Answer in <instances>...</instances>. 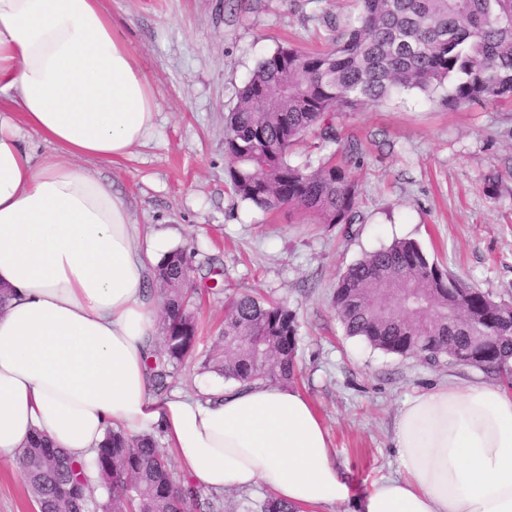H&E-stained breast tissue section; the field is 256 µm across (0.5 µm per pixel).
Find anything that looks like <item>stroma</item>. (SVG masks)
<instances>
[{
    "label": "stroma",
    "instance_id": "1",
    "mask_svg": "<svg viewBox=\"0 0 512 512\" xmlns=\"http://www.w3.org/2000/svg\"><path fill=\"white\" fill-rule=\"evenodd\" d=\"M112 22L146 73L160 105L149 141L90 170L128 200L146 229L187 248L194 278L221 268L218 289L197 302V357L169 387L202 396L213 378L199 354L224 321V300L257 294L295 310L296 390L325 425L338 470L364 492L397 473L394 417L403 402L455 378L490 375L431 366L346 336L333 308L336 282L363 254L410 239L448 272L496 299L512 300V101L451 110L447 87L393 94L344 112L341 140L358 142L359 187L352 224H298L240 201L227 175L224 114L256 64L279 47L327 44L354 0H109ZM17 465L0 462V512H35Z\"/></svg>",
    "mask_w": 512,
    "mask_h": 512
}]
</instances>
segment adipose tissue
I'll list each match as a JSON object with an SVG mask.
<instances>
[{
	"instance_id": "obj_1",
	"label": "adipose tissue",
	"mask_w": 512,
	"mask_h": 512,
	"mask_svg": "<svg viewBox=\"0 0 512 512\" xmlns=\"http://www.w3.org/2000/svg\"><path fill=\"white\" fill-rule=\"evenodd\" d=\"M159 104L104 0H0V461L34 432L90 461L108 428L162 431L197 485L357 512H512V393L440 383L393 424L400 470L353 496L293 388L148 389L150 266L166 252L85 169L152 135ZM54 154L34 161L28 134Z\"/></svg>"
}]
</instances>
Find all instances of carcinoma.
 <instances>
[{
	"instance_id": "obj_1",
	"label": "carcinoma",
	"mask_w": 512,
	"mask_h": 512,
	"mask_svg": "<svg viewBox=\"0 0 512 512\" xmlns=\"http://www.w3.org/2000/svg\"><path fill=\"white\" fill-rule=\"evenodd\" d=\"M356 16L332 46H281L261 60L224 116V154L235 195L265 212L288 210L305 224H353L358 184L348 165L331 160L308 170L288 162L293 146L311 133L338 141L337 113L376 105L400 90L431 93L448 85L444 105L512 99V0H355ZM187 249L169 251L154 268L152 286L163 317L148 363L157 396L195 353L198 323L193 298L217 287L215 270L186 284ZM465 284L412 241L396 240L363 254L340 276L334 295L346 335L376 350L434 364L445 358L512 383V301L469 288L448 328V306ZM496 337L487 356L459 357L471 338ZM298 322L286 305L240 294L226 300L224 324L200 364L204 372L242 383L288 385L299 375ZM39 512H218L193 483L176 484L168 455L153 434L108 431L83 464L33 435L18 462ZM253 512H297L267 497Z\"/></svg>"
}]
</instances>
